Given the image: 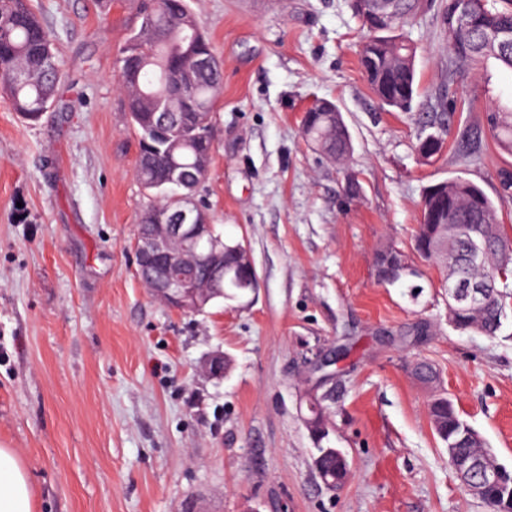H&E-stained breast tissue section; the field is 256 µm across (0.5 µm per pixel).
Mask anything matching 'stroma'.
<instances>
[{"label":"stroma","instance_id":"1","mask_svg":"<svg viewBox=\"0 0 512 512\" xmlns=\"http://www.w3.org/2000/svg\"><path fill=\"white\" fill-rule=\"evenodd\" d=\"M56 40L63 104L36 124L0 99V446L17 451L36 512H489L462 487L427 405L447 393L512 469V315L494 338L448 321L442 270L414 249L426 187L480 186L512 237V154L485 133L512 102V72L451 65L436 7L407 27L418 94L383 109L358 62L350 0H190L224 71L215 150L196 194L218 231L244 240L251 303L168 309L136 274L151 198L117 88L130 0H29ZM318 99L339 107L353 152L334 161L302 137ZM456 111L478 133L437 158L425 121ZM416 266L413 287L381 284L383 244ZM340 350L324 384L307 350ZM222 351L231 369L202 368ZM430 364L436 381L413 374ZM326 399L330 439L351 463L327 488L300 413Z\"/></svg>","mask_w":512,"mask_h":512}]
</instances>
